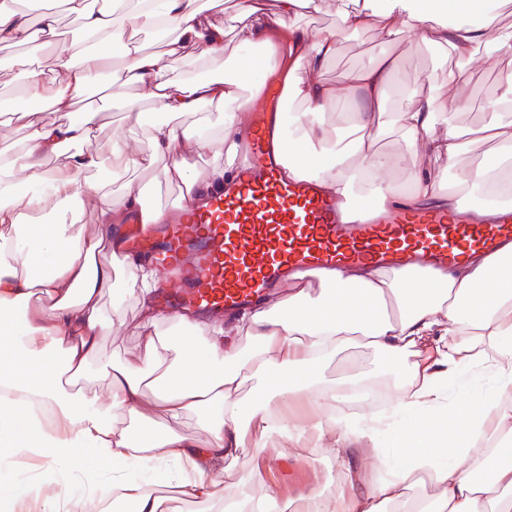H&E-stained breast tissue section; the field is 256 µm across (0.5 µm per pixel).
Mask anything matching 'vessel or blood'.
I'll use <instances>...</instances> for the list:
<instances>
[{"label":"vessel or blood","mask_w":512,"mask_h":512,"mask_svg":"<svg viewBox=\"0 0 512 512\" xmlns=\"http://www.w3.org/2000/svg\"><path fill=\"white\" fill-rule=\"evenodd\" d=\"M286 98L278 84L272 108L246 109L247 161L200 207L126 238L125 250L149 254L159 269L156 301L170 313H233L282 287L291 272L314 277L362 263L399 270L427 257L453 265L512 239L508 204L487 218L409 204L347 207L314 180L282 178L288 145L275 139L271 117L284 112Z\"/></svg>","instance_id":"1"}]
</instances>
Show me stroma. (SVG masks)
Segmentation results:
<instances>
[{
	"label": "stroma",
	"mask_w": 512,
	"mask_h": 512,
	"mask_svg": "<svg viewBox=\"0 0 512 512\" xmlns=\"http://www.w3.org/2000/svg\"><path fill=\"white\" fill-rule=\"evenodd\" d=\"M241 0H209L208 14L211 20L224 28V64L220 76L236 71L244 56L243 49L235 39L234 28L239 19ZM388 48L396 61V83L400 89L392 93L383 118L385 132L375 141L377 149L396 155L400 165L392 175L398 185H406L412 160L408 154L405 138L397 123L399 113L413 109L420 100L434 97L445 101L454 90L448 84V73L465 70L469 79L471 96L468 103L457 112L456 120L470 140L468 151L446 176L450 188L460 192L466 201L474 206L485 204L484 195L469 191L463 186L470 172L501 153L502 143L498 140L483 139L480 128L489 120V97L499 94L500 78L505 71H512V60L493 54L490 45H483L475 52L474 60H466L448 50L420 41L418 36L404 34L396 37L391 44H383L377 27H370L344 36L336 45V53L321 71L324 82L339 87L345 75L352 69L367 62L380 48ZM29 50L17 45L0 44V136L24 141L27 125L34 114L50 112V97L55 88L53 73L43 77L42 97L34 101L23 95L26 70L22 64ZM101 114L102 138L113 136L126 138L131 147L145 150L146 143L137 127L128 123L129 109L148 113L152 120H163V113L154 111L144 97L141 87L126 88L123 99L115 100L107 95L87 94L78 103L73 117H80L87 109ZM301 447L307 448L306 457L283 460L277 448L269 450L270 473L265 482H239L240 473L252 466V449H243L236 462L234 472L223 475L222 480L228 494L238 504H256L267 497L284 501L285 497L316 491L323 495L336 492L344 476L345 458L337 456L335 450L317 444L314 433H305L300 439Z\"/></svg>",
	"instance_id": "obj_1"
}]
</instances>
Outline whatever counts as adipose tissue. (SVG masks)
<instances>
[{"label":"adipose tissue","instance_id":"obj_1","mask_svg":"<svg viewBox=\"0 0 512 512\" xmlns=\"http://www.w3.org/2000/svg\"><path fill=\"white\" fill-rule=\"evenodd\" d=\"M90 49L71 44L55 50L58 17H39L0 0V43L34 41L47 53L27 75L30 97L41 94L42 74H56L53 117L28 125L27 145L14 153L0 143V459L29 452L44 463L43 475L70 487L45 499L43 512H112L128 502L133 512H176L141 469L167 471L169 486L189 487L207 503L225 502L215 471H228L241 449L253 447L247 473L260 482L268 469L265 450L274 438L289 440L313 429L337 434L336 452L348 463L342 489L325 498L310 493L288 501L287 512H512V241L491 255L433 272L406 274L375 265L338 267L311 292L303 277L285 295L236 315L232 329L218 321L183 320L161 332L167 313L151 307L158 286L151 264L128 261L117 284L112 263L126 231L124 210L142 208V223L165 220L162 210L143 209L136 175L165 159V180L184 188L179 207L194 203L201 176L221 180L246 158L240 110L248 101L235 83L190 77L187 57L214 63L224 56V29L197 0H160L158 12L133 0H67ZM316 0H279L268 13L262 0H242L237 31L240 46L259 52L258 70L240 71L252 94L278 74L300 112L284 135L285 176L318 180L350 201L385 204L407 192L410 202L455 210L457 201L444 174L469 141L455 123L452 105L435 98L400 113L412 157L409 186L390 177L394 156L374 148L368 133L381 127L393 75V61L381 55L350 71L344 92L318 79L336 52L339 33L380 24L385 39L402 32L469 59L495 28V0H385L381 13L360 0H338L339 31L310 39L297 24ZM162 27L175 34L167 49L147 52L134 33ZM123 59V77L111 97L130 85L144 87L163 121L145 120L130 110L148 145L139 154L116 137L90 149L100 114L87 111L67 120L76 99L96 83L113 53ZM354 106L351 134H331L323 117L339 95ZM224 109L221 125H187L183 118L202 106ZM211 151L206 173L194 161L196 149ZM64 157L63 169L49 172L43 161ZM97 201L96 231L84 238L74 226L84 200ZM123 293L141 303L130 335L141 345L133 361L107 358L101 342L112 333L106 298ZM247 337V349L223 348L228 332ZM381 356L394 385L390 416L353 422L337 406L364 388L351 376L327 382L323 370L355 347ZM477 369L492 385L477 403L449 405L448 382ZM255 377L249 401L240 392ZM308 401L317 414L304 426L286 412L290 401ZM195 417L197 431L182 427ZM127 419L125 428L115 426ZM384 441L382 473L366 476L358 459L362 446ZM438 493L423 495L426 486Z\"/></svg>","mask_w":512,"mask_h":512}]
</instances>
